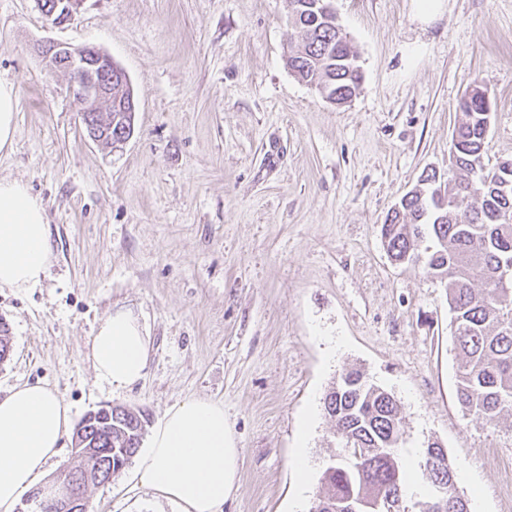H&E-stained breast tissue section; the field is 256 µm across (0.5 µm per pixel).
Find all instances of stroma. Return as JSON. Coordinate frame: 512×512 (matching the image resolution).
Returning a JSON list of instances; mask_svg holds the SVG:
<instances>
[{
	"mask_svg": "<svg viewBox=\"0 0 512 512\" xmlns=\"http://www.w3.org/2000/svg\"><path fill=\"white\" fill-rule=\"evenodd\" d=\"M333 3L363 75L343 105L289 70L300 36L285 0H84L56 26L34 0H0V80L17 93L0 178L42 200L53 248L39 285L0 290V396L43 384L73 422L119 405L148 432L184 398L223 403L241 458L222 512H309L336 448L323 399L354 368L400 401L410 446L441 444L470 512H512V428L456 401L447 291L392 263L381 237L421 174L447 170L472 82L494 102L486 167L512 158V0H447L428 27L411 0ZM49 40L126 72L137 108L120 149L88 137L68 74L40 52ZM118 305L152 340L146 376L123 389L85 357ZM87 499L179 512L130 465Z\"/></svg>",
	"mask_w": 512,
	"mask_h": 512,
	"instance_id": "stroma-1",
	"label": "stroma"
}]
</instances>
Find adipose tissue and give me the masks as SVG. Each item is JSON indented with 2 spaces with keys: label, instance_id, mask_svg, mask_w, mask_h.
<instances>
[{
  "label": "adipose tissue",
  "instance_id": "adipose-tissue-1",
  "mask_svg": "<svg viewBox=\"0 0 512 512\" xmlns=\"http://www.w3.org/2000/svg\"><path fill=\"white\" fill-rule=\"evenodd\" d=\"M52 245L45 208L23 182L0 179V288H31L44 278ZM148 330L129 307L102 321L87 354L96 376L122 389L145 377ZM70 425L64 398L40 384H18L0 397V512H15L43 478ZM241 450L221 403L199 397L172 406L137 457L145 488L181 512H219L238 489Z\"/></svg>",
  "mask_w": 512,
  "mask_h": 512
}]
</instances>
